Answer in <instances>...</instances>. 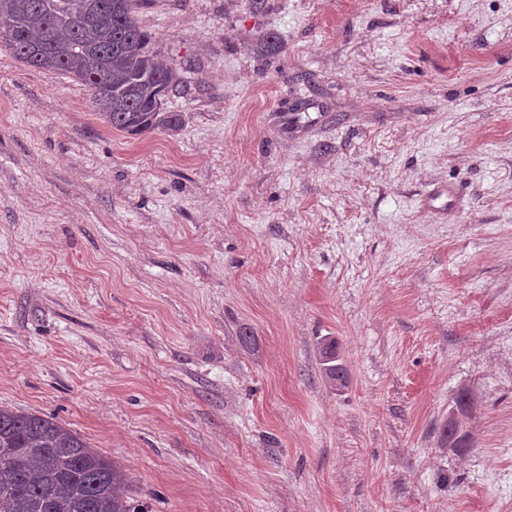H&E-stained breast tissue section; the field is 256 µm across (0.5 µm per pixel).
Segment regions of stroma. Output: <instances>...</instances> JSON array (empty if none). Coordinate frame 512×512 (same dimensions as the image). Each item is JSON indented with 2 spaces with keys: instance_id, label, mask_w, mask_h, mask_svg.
Segmentation results:
<instances>
[{
  "instance_id": "35a3bbf8",
  "label": "stroma",
  "mask_w": 512,
  "mask_h": 512,
  "mask_svg": "<svg viewBox=\"0 0 512 512\" xmlns=\"http://www.w3.org/2000/svg\"><path fill=\"white\" fill-rule=\"evenodd\" d=\"M138 19L179 73L172 136L0 44V406L153 512H512V0ZM319 352L322 365H324L323 370L325 375L332 381H336L337 375L344 384L346 381V370L341 363H336L339 359L336 353L335 341H330L321 345Z\"/></svg>"
}]
</instances>
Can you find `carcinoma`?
Here are the masks:
<instances>
[{"mask_svg": "<svg viewBox=\"0 0 512 512\" xmlns=\"http://www.w3.org/2000/svg\"><path fill=\"white\" fill-rule=\"evenodd\" d=\"M0 0V39L21 63L81 82L101 119L129 135L176 134L166 111L175 69L150 51L139 0ZM325 375L346 381L336 342L320 346ZM0 512H146L125 471L58 420L0 407Z\"/></svg>", "mask_w": 512, "mask_h": 512, "instance_id": "obj_1", "label": "carcinoma"}]
</instances>
